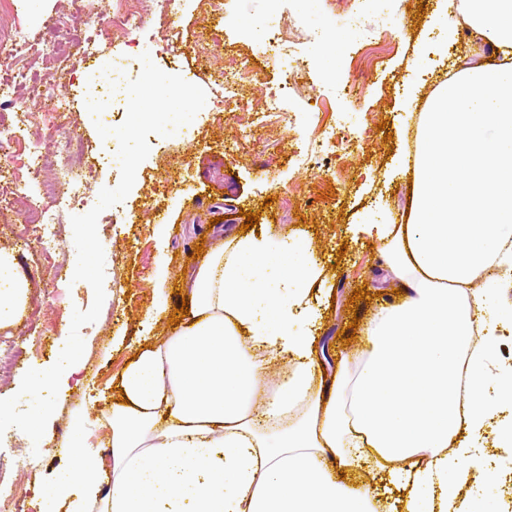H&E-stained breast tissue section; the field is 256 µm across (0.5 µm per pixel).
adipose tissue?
<instances>
[{"instance_id": "obj_1", "label": "adipose tissue", "mask_w": 512, "mask_h": 512, "mask_svg": "<svg viewBox=\"0 0 512 512\" xmlns=\"http://www.w3.org/2000/svg\"><path fill=\"white\" fill-rule=\"evenodd\" d=\"M445 7L492 59L455 60L427 98L405 223L363 227L401 293L366 325L360 372L344 361L323 375L314 336L290 329L297 312L314 318L306 301L325 277L312 242L282 231L220 240L189 282L181 326L121 375L109 484L81 426L49 440L40 416L22 420L26 437L68 451L66 479L48 490L66 512H395L372 483L384 475L405 512H470L463 464L496 417L512 423V380L494 379V342L474 336L494 321L475 279L512 266L501 232L512 223V0ZM296 252L280 288L244 287V261ZM274 354L291 370L264 405Z\"/></svg>"}]
</instances>
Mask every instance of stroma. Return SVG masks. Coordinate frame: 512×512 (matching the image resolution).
<instances>
[{
  "mask_svg": "<svg viewBox=\"0 0 512 512\" xmlns=\"http://www.w3.org/2000/svg\"><path fill=\"white\" fill-rule=\"evenodd\" d=\"M351 6L352 0H224L218 17L199 0H176L149 12L135 44L121 49L113 46L107 24L112 0H95L97 24L79 11L76 0H11L0 28L19 25L35 47L18 54L17 69L54 83L68 108L51 117L33 106L2 105L0 142L15 135L14 112L27 111L26 129L41 142L46 177L69 154L67 135H74L88 158L116 147V139H101L96 126L121 125L125 106L103 113L96 123L85 100L99 87L101 69L119 56L132 59L127 78L139 76V57L146 52L162 71L178 73L210 99L220 74L236 72L244 60L250 65L237 108L217 113L206 106L174 135L149 136L150 151L136 170L124 211L100 214L105 300L98 319L80 330L84 351L79 366L62 376L46 427L49 436L69 435L75 418L88 417L84 443L111 462L118 378L148 343L149 313L162 304L167 316L175 315L182 306L176 286L199 265L196 246L209 248L219 236L239 234L245 212L258 214V230H296L318 248L326 279L310 300L320 309L319 334L332 355L323 371L332 372L335 359L356 356L361 341L351 335L352 319H367L380 303L395 301L398 282L384 267L378 240L356 235L354 227L399 223L410 203L403 171L418 148L422 110L406 102L404 93L415 87L420 97L431 95L447 78L449 60L473 47L466 37L449 38L448 17L437 0H370L352 20L347 17ZM261 23L273 28L280 55L260 51L252 29ZM358 28L380 37L360 40L354 34ZM65 30L92 37V56L59 63L49 49ZM170 42L182 47V55L166 53ZM297 57L310 60L311 68L289 95L286 121L257 122V109L270 90L282 87L288 63ZM348 81L359 84V93L339 91ZM337 124L347 136L340 157L317 152L307 164H298V154ZM25 203L21 187L0 196V249L12 256L10 277L29 286L18 322L0 329V347L25 341L37 350L0 374V399L18 391L28 370L55 364L74 309H88L94 300L89 283L51 280L23 251ZM361 287L372 293L371 302L353 300ZM489 456L512 468V447L478 452L467 463L477 476L476 488L467 492L470 505L473 512H512V495L484 473ZM0 461L7 466L0 495L24 493L32 512H55L44 488L68 470L64 452L29 442L11 428L0 436Z\"/></svg>",
  "mask_w": 512,
  "mask_h": 512,
  "instance_id": "stroma-1",
  "label": "stroma"
}]
</instances>
